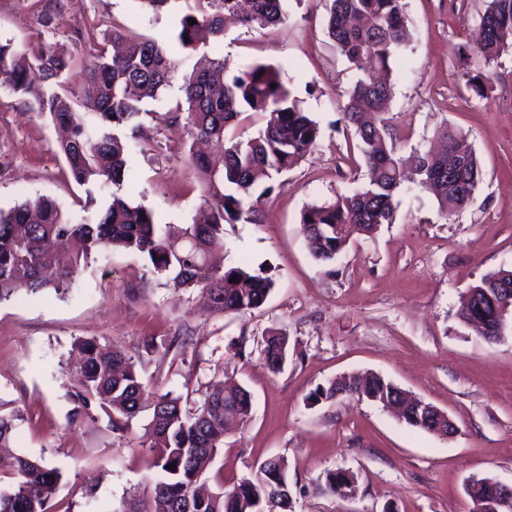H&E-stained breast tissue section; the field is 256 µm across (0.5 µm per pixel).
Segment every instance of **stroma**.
Here are the masks:
<instances>
[{
  "mask_svg": "<svg viewBox=\"0 0 512 512\" xmlns=\"http://www.w3.org/2000/svg\"><path fill=\"white\" fill-rule=\"evenodd\" d=\"M327 2L283 0L282 24L229 28L214 49L234 71L280 67L300 109L320 127L305 159L260 198L258 222L224 227L225 266L245 258L274 282L260 308L205 311L199 289L146 279L144 258L122 251L96 256L64 296L0 302V400L23 414L16 452L62 470L55 512H123L152 473L140 426L121 438L106 418H73L58 362L77 338L141 357L151 390L180 394L232 381L250 392L251 415L226 435L207 473L211 488L232 485L273 457L288 462L294 512H473L471 479L512 484V331L490 343L458 317L469 286L512 267V54L486 71L492 96L476 97L457 49L487 0H405L411 41L395 62L394 133L408 151L429 145L440 125L461 131L480 160L481 183L468 206L446 215L429 193L405 185L394 223L354 236L325 264L308 250L300 213L366 181L341 112L355 74L330 45ZM183 8V0L158 12L138 0H0V42L23 57L43 38L83 65L84 29L119 25L170 43ZM181 99L175 83L146 102L133 178L124 185L161 224L192 223L204 202L188 164L190 138L173 112ZM57 138L50 120L0 90V210L41 196L76 216L85 202L109 203L97 186L74 182ZM273 328L288 336V362L278 372L261 356ZM149 336L185 343L147 353ZM366 373L447 413L456 434L418 431L367 400L311 398L316 388ZM337 469L354 473V497L322 492Z\"/></svg>",
  "mask_w": 512,
  "mask_h": 512,
  "instance_id": "stroma-1",
  "label": "stroma"
}]
</instances>
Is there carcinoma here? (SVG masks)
Masks as SVG:
<instances>
[{
	"label": "carcinoma",
	"instance_id": "carcinoma-1",
	"mask_svg": "<svg viewBox=\"0 0 512 512\" xmlns=\"http://www.w3.org/2000/svg\"><path fill=\"white\" fill-rule=\"evenodd\" d=\"M176 40L183 55L153 40L114 30L97 36L79 34L91 60L80 71L76 90L65 88L76 66L43 39L34 44V64L13 61L11 44L0 43V90L6 89L40 117L66 131L58 150L76 183L110 191L105 210L75 217L49 198L27 199L8 212L0 211V300L71 288L75 276L99 253L124 251L147 260L151 274L175 288H198L209 308L225 314L263 305L274 282L246 266L211 268L206 280L199 269L224 251V225L241 219L255 223L251 204L257 182L295 167L317 141L320 130L298 106V100L271 64H256L232 72L222 57L191 63L203 36L224 38L225 22L245 28H266L283 21L282 0H184ZM196 20L190 24L189 19ZM328 35L336 52L359 72L349 89L343 118L354 130L357 149L372 173L368 184L349 194L303 210L300 224L313 257L335 261L351 236L370 233L395 220L394 199L407 163L393 143L386 105L393 95L392 61L407 48L405 0H330ZM512 50V0H489L470 43L459 48L463 65L472 57L488 67ZM466 84L481 98L493 91L482 73L464 72ZM181 78L185 125L195 139L208 143L207 153H192L188 163L202 187L209 216L200 224L175 227L159 224L152 210L134 204L121 193L133 170V150L120 130L136 131L143 104ZM94 103L92 114L79 112L75 99ZM246 112L261 116L256 136L243 140L230 133ZM440 148L413 157V182L427 189L442 212L448 204L464 207L481 180L479 160L461 132L444 125L437 131ZM238 278L232 283L230 279ZM512 285V269L499 268L473 286ZM500 296L491 293L477 307L463 295L459 318L494 323ZM288 336L270 332L261 351L273 371ZM73 357L60 363L61 374L75 380L70 396L77 413L89 419L102 415L112 430L129 432L142 412L150 411L139 445L152 454L156 468L147 494L127 503L123 512H179L189 500L194 512H290L288 464L279 457L259 465L227 489L204 494L201 480L224 447V402L237 400L243 415L251 410L242 387L211 384L203 399L191 402L171 391H148L133 356L101 346L95 339L77 338ZM347 388L351 395L388 407L398 387L378 375L344 377L313 393L317 401ZM19 411L0 402V448L13 443ZM173 468H168V465ZM354 474L337 470L327 475L323 491L339 494ZM62 472L26 455L14 457L8 484L0 489V512H50Z\"/></svg>",
	"mask_w": 512,
	"mask_h": 512
}]
</instances>
